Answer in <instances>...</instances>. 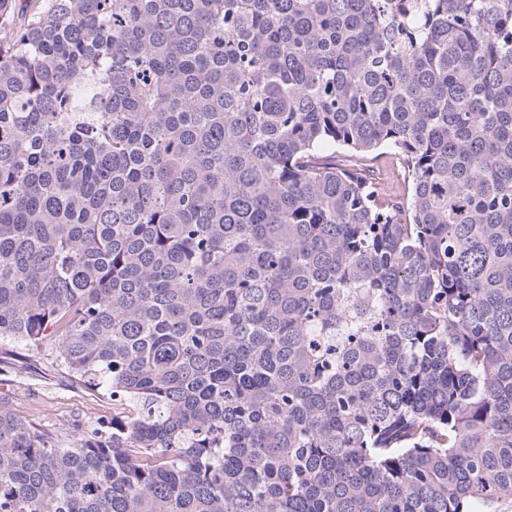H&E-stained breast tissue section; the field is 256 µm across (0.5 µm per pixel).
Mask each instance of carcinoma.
I'll list each match as a JSON object with an SVG mask.
<instances>
[{
	"instance_id": "obj_1",
	"label": "carcinoma",
	"mask_w": 512,
	"mask_h": 512,
	"mask_svg": "<svg viewBox=\"0 0 512 512\" xmlns=\"http://www.w3.org/2000/svg\"><path fill=\"white\" fill-rule=\"evenodd\" d=\"M2 340L135 410L64 444L0 399V512H498L512 0H40Z\"/></svg>"
}]
</instances>
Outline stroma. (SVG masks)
Listing matches in <instances>:
<instances>
[{
    "label": "stroma",
    "instance_id": "35a3bbf8",
    "mask_svg": "<svg viewBox=\"0 0 512 512\" xmlns=\"http://www.w3.org/2000/svg\"><path fill=\"white\" fill-rule=\"evenodd\" d=\"M52 345L28 352L0 375V397L46 429L68 435L111 424L130 415V403L113 400L104 388L74 386L55 363Z\"/></svg>",
    "mask_w": 512,
    "mask_h": 512
}]
</instances>
